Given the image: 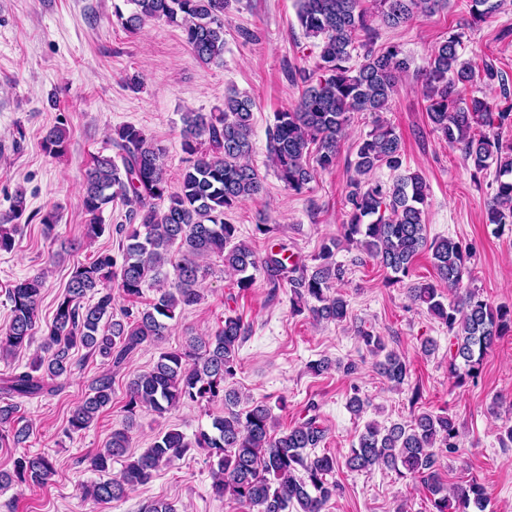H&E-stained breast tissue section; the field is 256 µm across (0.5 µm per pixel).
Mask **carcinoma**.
Instances as JSON below:
<instances>
[{"mask_svg":"<svg viewBox=\"0 0 512 512\" xmlns=\"http://www.w3.org/2000/svg\"><path fill=\"white\" fill-rule=\"evenodd\" d=\"M130 15L123 20L129 30L154 20L181 26L184 41L204 66L224 61V13L231 0H126ZM368 12L363 0H297V19L307 38L317 40L313 68H300L294 80L304 86L299 101L275 114L270 134V160L279 180L299 192L317 170L336 166L341 140L356 112H384L397 92L400 76L409 62L396 44L376 47L371 37L372 19L397 27L420 14H432L442 0H372ZM504 0H470L468 28L486 23ZM464 33H454L435 47L425 69L426 111L433 131L449 147L460 152L473 175L495 167V192L488 202L490 224H512V143H503L494 128L512 122L508 94L500 101L487 95L469 98L464 91L483 82L506 85L503 73L487 65L479 70L460 59ZM357 64H351L352 59ZM253 101L235 90L224 95V104L211 112L183 114L182 149L188 165L181 176L180 191L171 192L164 165V150L145 131L132 124L115 130V156L97 155L86 171L83 207L90 215L83 239L100 237L106 226L101 214L116 200L129 207V218L138 225L119 227L126 245L121 260L102 252L87 264L73 267L66 291L58 300L51 326L40 342L43 355L21 371L0 380V443L20 444L29 428L18 425V405L10 399L33 398L58 389L57 379L71 370V351L82 347L93 355L121 364L132 352L155 346L166 335L177 309L198 304L201 282L207 269L199 259L216 256L224 269L236 276L235 285L246 291L256 276L277 290L290 286L294 311L308 310L317 321L340 323L349 317V304L333 292L343 280L344 268L334 259L337 239L325 241L314 264L300 263L286 254L287 248L269 250L260 258L239 238L238 225L224 219L239 204L264 191V181L246 158L252 150ZM65 130L48 129L42 148L56 156L65 149ZM384 165L393 171L402 166L401 138L394 128L380 123L363 138L356 151L355 176L345 187V221L342 237L376 258L389 280L401 283L412 276L414 258L431 251L437 278L410 284L414 301L448 327V371L464 384L481 373L489 350L503 336L512 334V307L491 305L473 290L449 300L443 289L456 291L471 278V247L453 238L428 241L423 219L428 187L418 172L400 174L390 183L372 181L369 175ZM26 207V191L18 187L13 208L0 215V252L14 248L13 221ZM171 265L174 281L164 285L163 268ZM138 298L150 281L157 295L131 316L112 314V290ZM42 277L14 285L8 293L11 318L0 332V358L31 344ZM365 348L378 357L379 373L395 385L409 378L406 360L386 350L382 338L359 329ZM248 327L241 318L224 314L222 325L208 336H194L181 350L159 353L145 372L126 386L128 422L112 431L104 448L90 460L92 470L103 474L114 461L125 463L120 479L100 478L85 485L81 496L96 503L123 499L128 491L148 483L161 467L183 458L193 448H205L214 462L211 490L218 498H230L245 512H323L336 495V470L351 471L376 466L404 469L420 479L432 495L433 512H486L489 504L482 484L471 480L447 486L438 472L436 445L458 447L459 430L446 415L421 412L406 423L381 426L368 423L344 461L323 453L326 429L319 422L318 405L313 415L286 432L275 434L271 408L255 402L238 409V393L226 386L237 368V354ZM221 400L224 415L213 418L195 441L188 442L177 429L155 437L150 448L130 454L133 416L142 408L160 415L200 401ZM112 401V374L99 375L89 393L68 418V430L79 433L95 421ZM54 474L52 459L41 453L24 454L14 461L10 474L0 473V484H40Z\"/></svg>","mask_w":512,"mask_h":512,"instance_id":"cac0c4a2","label":"carcinoma"}]
</instances>
